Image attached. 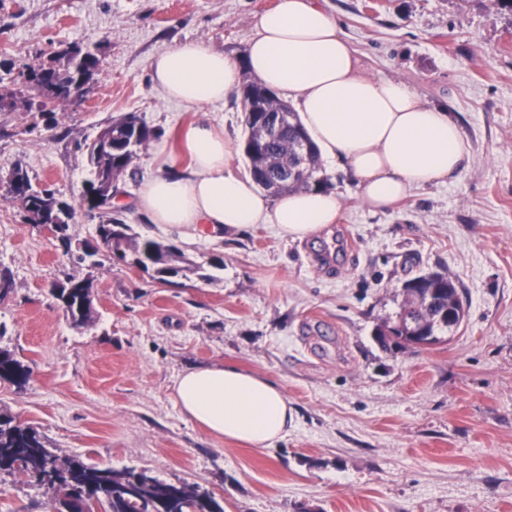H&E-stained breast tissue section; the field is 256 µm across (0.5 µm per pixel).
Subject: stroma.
I'll use <instances>...</instances> for the list:
<instances>
[{
	"mask_svg": "<svg viewBox=\"0 0 512 512\" xmlns=\"http://www.w3.org/2000/svg\"><path fill=\"white\" fill-rule=\"evenodd\" d=\"M277 0H0V59L48 63L70 45L102 70L52 131L0 112V178L26 170L76 202L90 176L75 141L134 112L158 136L113 194L141 236L224 265L209 279L153 280L112 259L69 263L0 189V348L30 371L0 380V412L35 427L59 457L197 483L226 512H512V9L499 0H323L368 75L446 106L471 164L384 211L324 167L336 224L291 240L272 226L227 234L153 224L133 201L161 173L186 171L179 135L197 112L168 101L149 60L193 40L243 58L255 18ZM444 272L466 315L447 342L392 354L374 338L395 320L404 282ZM93 278V323L75 327L51 295ZM221 362L280 386L285 438L259 451L214 441L172 397L184 369ZM52 490L0 475V512H52Z\"/></svg>",
	"mask_w": 512,
	"mask_h": 512,
	"instance_id": "obj_1",
	"label": "stroma"
}]
</instances>
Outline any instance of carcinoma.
Wrapping results in <instances>:
<instances>
[{"label": "carcinoma", "mask_w": 512, "mask_h": 512, "mask_svg": "<svg viewBox=\"0 0 512 512\" xmlns=\"http://www.w3.org/2000/svg\"><path fill=\"white\" fill-rule=\"evenodd\" d=\"M67 50L56 53L52 65L14 63L0 60V70L15 72L10 84L0 78V100L9 98L21 104L31 115L24 131L32 133L43 127H58V109L67 101L73 88L90 84L101 70L98 56L86 49L67 59ZM246 137L243 152L255 183L270 196L324 188L321 156L302 128L298 113L276 94L255 80L240 87ZM106 134L75 143L76 150L87 158L90 178L79 195L78 205L96 212V244L72 249L70 226L74 206L63 199L57 189H36L26 173L18 169L6 180L7 193L18 200L27 214L39 224H52L54 238L64 247V255L76 264L99 267V252L116 255L152 279L168 283L172 278L205 277V267L224 266L223 259L211 256L205 262L187 258L173 244L139 236L132 225L120 218V211L108 204L100 206L99 184L105 179L118 182L136 172L135 161L156 137L154 130L133 113L107 122ZM93 279L68 277L53 289L52 295L66 317L77 326L94 321ZM404 301L395 320L376 327L374 337L390 353L420 348L430 340L435 346L445 342V335L458 328L465 318L460 289L455 280L442 272L415 276L402 286ZM0 364L8 371L0 380L25 385L29 370L8 349L0 348ZM54 460L48 466V460ZM22 475L36 484L53 490L55 512H72V504L81 499L85 512H225L224 499L197 483H166L146 470L123 472L90 464L79 457L61 459L46 445L45 437L35 428L15 417L0 413V473Z\"/></svg>", "instance_id": "obj_1"}]
</instances>
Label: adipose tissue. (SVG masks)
I'll use <instances>...</instances> for the list:
<instances>
[{
    "instance_id": "adipose-tissue-1",
    "label": "adipose tissue",
    "mask_w": 512,
    "mask_h": 512,
    "mask_svg": "<svg viewBox=\"0 0 512 512\" xmlns=\"http://www.w3.org/2000/svg\"><path fill=\"white\" fill-rule=\"evenodd\" d=\"M153 82L168 100L202 111L224 101L249 71L298 107L328 164L351 174L360 197L387 208L414 190L459 181L471 153L460 123L445 108L422 103L404 83L368 76L351 41L320 0H278L256 17L244 61L212 46L183 42L151 58ZM186 172L147 182L134 201L154 224H210L233 232L272 225L295 240L336 223L341 202L312 189L269 199L234 172L233 143L209 122L189 126ZM173 399L219 441L262 450L288 432L294 410L262 375L215 363L184 370Z\"/></svg>"
}]
</instances>
